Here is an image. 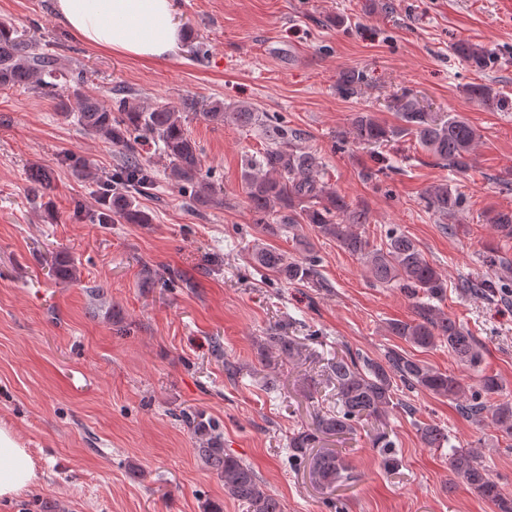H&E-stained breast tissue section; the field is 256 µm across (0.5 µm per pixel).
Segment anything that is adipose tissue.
<instances>
[{
    "label": "adipose tissue",
    "instance_id": "1",
    "mask_svg": "<svg viewBox=\"0 0 512 512\" xmlns=\"http://www.w3.org/2000/svg\"><path fill=\"white\" fill-rule=\"evenodd\" d=\"M54 11L82 41L145 62L168 58L181 39L175 0H54ZM35 479L27 449L0 427V500Z\"/></svg>",
    "mask_w": 512,
    "mask_h": 512
}]
</instances>
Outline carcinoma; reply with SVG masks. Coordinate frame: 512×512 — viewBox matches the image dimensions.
<instances>
[{
    "label": "carcinoma",
    "instance_id": "cac0c4a2",
    "mask_svg": "<svg viewBox=\"0 0 512 512\" xmlns=\"http://www.w3.org/2000/svg\"><path fill=\"white\" fill-rule=\"evenodd\" d=\"M451 49L478 73L502 64L499 53L485 44L460 40ZM84 80L83 70L73 60L43 51L35 38L25 37L10 22H0V86H23L54 98L73 97L77 122L84 133L104 137L121 154L110 179L100 182L102 207L95 215L97 223L112 224L117 218L127 224L152 223L150 214L136 200V196L153 190L157 180L154 163L140 152L148 140L162 143L164 170L191 203L215 202V188L202 170L200 149L186 129V119L198 114L220 124L254 125L266 140V148L247 162L242 173L254 223L270 235L310 224L362 260L378 282L395 283L412 299L421 294L429 299L442 296L446 288L442 274L411 238L391 234L385 245L377 248L358 231V226L369 223L368 211L350 207L320 177L321 158L300 147L297 132L280 119L250 106H226L222 102L207 105L193 97L182 99L177 106L159 103L144 107L133 102L121 87L111 89L106 105L84 93ZM362 83L363 74L351 70L345 74L340 91L353 95ZM466 91L490 108L504 107L505 98L489 85L471 84ZM399 118L401 125L389 126L360 112L351 122L353 139L379 146L400 135H412L423 150L454 171L465 173L473 167L480 134L461 117L438 119L407 100L399 107ZM424 201L429 209L445 216H456L464 209L461 191L446 183L429 186ZM487 220L499 237L512 239V209L493 210ZM254 260L286 283L310 284L316 280V259L311 255L287 262L277 250L262 247L254 253ZM458 287L490 293L498 285L490 277L479 282L464 279ZM415 310V319L390 323L393 335L424 350L444 343L462 365L478 370L482 352L467 329L428 302H416ZM259 350L263 356L294 359L301 357L302 344L274 332L259 343ZM323 373L327 385L336 392V412L316 415L313 426L298 431L288 444L290 464L308 468L312 480L323 488L331 490L348 479V467L338 451L320 446L322 440L351 435L364 423L382 421L395 408L412 412L413 408L400 398L403 390H425L457 401L464 414L477 421L489 416L502 436L512 438V401L493 400L500 386L492 375L481 373L475 384L467 385L452 373L394 349L377 359L349 350L338 352L326 359ZM192 424L208 435L206 446L199 449L200 458L223 478L225 495L246 506L247 512H284L281 500L266 488L253 468L224 451L210 424L201 419L192 420ZM419 431L427 448H442L449 443L447 432L437 425H424ZM373 447L379 449L385 468L397 466L395 443L386 431L377 432ZM448 466L459 481L496 507V512H512V498L474 451L450 448Z\"/></svg>",
    "mask_w": 512,
    "mask_h": 512
}]
</instances>
